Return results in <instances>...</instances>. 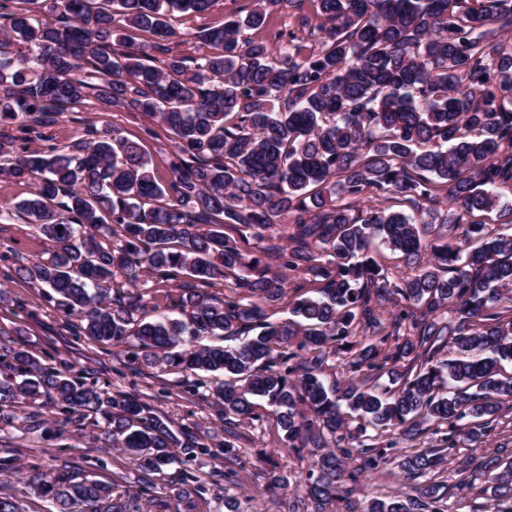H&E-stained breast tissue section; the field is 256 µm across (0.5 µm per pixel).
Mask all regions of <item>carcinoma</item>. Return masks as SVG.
I'll return each instance as SVG.
<instances>
[{"label":"carcinoma","instance_id":"cac0c4a2","mask_svg":"<svg viewBox=\"0 0 512 512\" xmlns=\"http://www.w3.org/2000/svg\"><path fill=\"white\" fill-rule=\"evenodd\" d=\"M214 2L54 0L49 22L39 0H0V119L29 136L47 115L93 98L164 127L176 156L163 186L139 144L115 129L88 128L56 152L0 143V178L35 182L10 213L55 243L48 259L15 272L52 290L77 335L133 344L134 364L224 375V423L257 418L255 399L264 400L288 447L313 449L304 486L322 512L424 426L448 427L450 449L476 446L512 402V376L502 374L512 362V235L491 236L474 220L512 187V43L490 28L512 27V0H288L294 22L272 41L258 32L281 0H248L245 16L188 32L198 58L169 46L176 15L204 19ZM246 28L255 34L243 39ZM131 30L154 41L136 45ZM366 194L381 203L357 208ZM389 199L412 212L383 206ZM440 204L452 244L432 243L435 224L425 220ZM284 219L291 246L264 247V264L224 232L260 242ZM375 240L414 273L389 280L369 255ZM118 271L129 285L147 272L187 276L180 317L135 319L142 297L113 287ZM288 271L322 284L319 296L292 303L305 325L299 359L286 351L298 322H270L264 310L283 297ZM230 277L221 300L200 289ZM385 303L396 308L387 326L377 311ZM359 332L355 373L412 354L423 361L393 391L325 385L335 343ZM204 334L228 344L193 345ZM391 337L403 339L392 352ZM450 344L456 356L439 358ZM11 354L22 379L0 378V407L13 408L0 431L20 415L70 420L96 409L103 432L147 472H164L180 448L217 457L208 440L182 441L145 415L140 399L105 398L65 364ZM351 420L359 443L346 448ZM369 425L396 437L382 446ZM441 461L435 449L407 455L401 467L415 494L372 499L366 512H451L439 485L420 482ZM472 476L496 498L512 493V460L485 457ZM28 487L56 512H127L112 485L64 467L34 471Z\"/></svg>","mask_w":512,"mask_h":512}]
</instances>
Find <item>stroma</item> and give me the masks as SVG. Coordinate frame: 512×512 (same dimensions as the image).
<instances>
[{
  "mask_svg": "<svg viewBox=\"0 0 512 512\" xmlns=\"http://www.w3.org/2000/svg\"><path fill=\"white\" fill-rule=\"evenodd\" d=\"M105 131L117 129L140 144L151 158L157 178L168 182L174 159L168 133L135 112H99L84 105L59 114L43 126L45 139L63 147L81 137L88 126ZM53 242L21 219L0 224V348H24L49 367L68 363L107 394L123 392L140 398L151 415L164 419L178 437L212 436L215 443H229L241 459L235 479H227L230 461L207 456L188 458L166 469L164 476L148 474L127 455L113 447L98 427V414L83 412L80 422L65 423L45 414L38 425L18 419L0 432V492L16 496L22 512H50L51 503L35 496L27 486L32 469L50 471L68 465L88 478L112 484L123 496L127 512H314L304 491V479L312 457L309 451L294 453L282 443L273 420L260 417L241 425L238 435L224 430V410L209 394L211 375L202 373L187 380L181 373L157 368L132 369L128 351L88 341L50 305L43 289L18 278L16 262L38 261L54 251ZM180 280L143 277L140 316L148 320L174 315ZM446 432L425 434L421 447L438 448L443 461L435 478L444 486L456 512H487L491 492L482 482L462 486L477 459L496 454L500 444L512 447V406L495 416L481 444L446 447ZM405 452L395 449L385 464L367 472L361 484L327 507L326 512H365L371 499H386L410 491L401 462ZM278 470L287 489H269L267 475ZM204 483L203 493L186 492L184 474Z\"/></svg>",
  "mask_w": 512,
  "mask_h": 512,
  "instance_id": "stroma-1",
  "label": "stroma"
}]
</instances>
